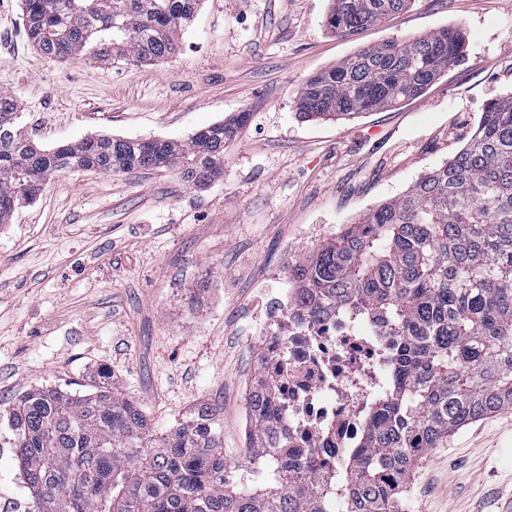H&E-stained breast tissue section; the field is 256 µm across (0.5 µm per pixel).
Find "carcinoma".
<instances>
[{"mask_svg": "<svg viewBox=\"0 0 512 512\" xmlns=\"http://www.w3.org/2000/svg\"><path fill=\"white\" fill-rule=\"evenodd\" d=\"M411 0H330L328 31L353 38ZM202 0H22L25 33L56 60L160 62ZM465 36L442 27L356 50L310 75L306 120H349L421 96L458 63ZM241 112L188 140L107 135L43 149L0 93V225L53 174L176 168L201 187L224 172ZM320 309L352 308L399 337L397 372L336 489L288 463L273 398L249 396V448L271 480L241 481L224 459L221 410L202 402L164 434L108 374L76 395L35 389L3 412L34 512H398L414 462L468 423L512 409V92L488 102L470 141L397 198L370 209L289 268Z\"/></svg>", "mask_w": 512, "mask_h": 512, "instance_id": "1", "label": "carcinoma"}]
</instances>
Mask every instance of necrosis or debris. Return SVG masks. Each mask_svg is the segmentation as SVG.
Listing matches in <instances>:
<instances>
[{
  "mask_svg": "<svg viewBox=\"0 0 512 512\" xmlns=\"http://www.w3.org/2000/svg\"><path fill=\"white\" fill-rule=\"evenodd\" d=\"M267 325L253 387L270 391L291 460L332 484L364 441L395 372L386 324L354 311L312 312L300 291L260 302Z\"/></svg>",
  "mask_w": 512,
  "mask_h": 512,
  "instance_id": "necrosis-or-debris-1",
  "label": "necrosis or debris"
}]
</instances>
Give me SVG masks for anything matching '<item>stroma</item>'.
Wrapping results in <instances>:
<instances>
[{"label":"stroma","instance_id":"obj_1","mask_svg":"<svg viewBox=\"0 0 512 512\" xmlns=\"http://www.w3.org/2000/svg\"><path fill=\"white\" fill-rule=\"evenodd\" d=\"M329 0H203L158 65L55 61L0 0V91L50 148L91 134L185 140L245 112L204 187L174 169L53 175L0 226V410L41 388L87 390L104 371L157 429L199 402L224 415V457L268 470L243 416L266 327L256 302L288 266L401 196L469 141L512 92V0H413L357 39L325 26ZM460 26L464 58L420 97L349 121L298 118L306 77L356 49ZM0 417V512L32 505ZM402 512H512V410L419 457Z\"/></svg>","mask_w":512,"mask_h":512}]
</instances>
